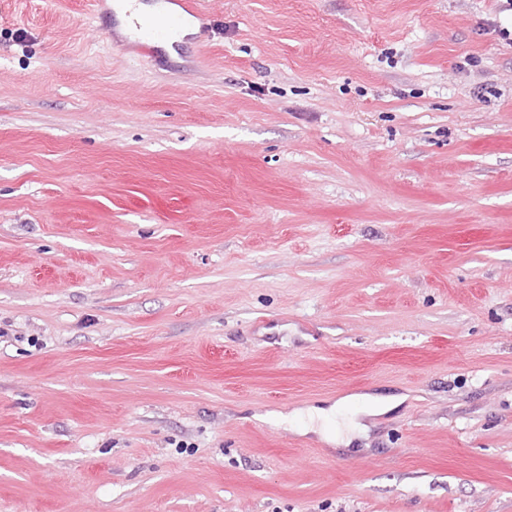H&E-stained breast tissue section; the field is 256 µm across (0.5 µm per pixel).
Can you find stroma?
Listing matches in <instances>:
<instances>
[{
  "label": "stroma",
  "mask_w": 512,
  "mask_h": 512,
  "mask_svg": "<svg viewBox=\"0 0 512 512\" xmlns=\"http://www.w3.org/2000/svg\"><path fill=\"white\" fill-rule=\"evenodd\" d=\"M92 3L0 0V512H512V7ZM180 8L162 18L150 19L138 16L133 19L139 36L138 50L152 54L153 44L177 35L188 17L201 20L204 16L199 0H173Z\"/></svg>",
  "instance_id": "stroma-1"
}]
</instances>
